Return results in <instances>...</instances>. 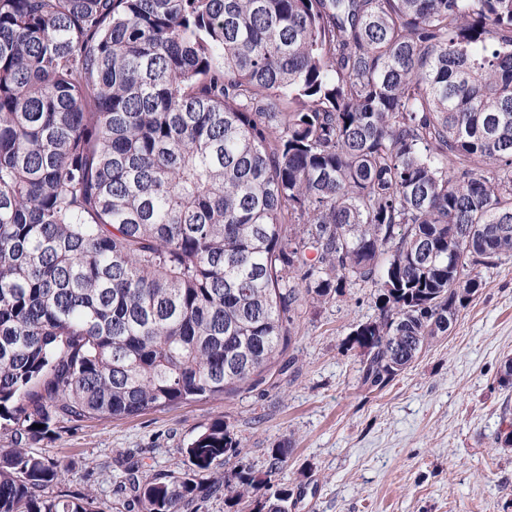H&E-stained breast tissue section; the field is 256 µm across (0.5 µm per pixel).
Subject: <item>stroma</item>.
<instances>
[{
    "instance_id": "35a3bbf8",
    "label": "stroma",
    "mask_w": 512,
    "mask_h": 512,
    "mask_svg": "<svg viewBox=\"0 0 512 512\" xmlns=\"http://www.w3.org/2000/svg\"><path fill=\"white\" fill-rule=\"evenodd\" d=\"M485 285L447 336L387 387L359 383L355 327L376 318L367 286L326 304H305L285 356V373L232 395L122 418L64 422L28 441L61 461L53 494H91L96 512H125L116 492L128 458L147 474L176 475L201 425L224 418L241 443L224 467L222 496L197 512H253L240 478L288 487L292 512H512V385L500 374L512 358V259L484 274ZM288 459L270 471L272 448Z\"/></svg>"
}]
</instances>
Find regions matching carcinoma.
<instances>
[{
    "label": "carcinoma",
    "instance_id": "1",
    "mask_svg": "<svg viewBox=\"0 0 512 512\" xmlns=\"http://www.w3.org/2000/svg\"><path fill=\"white\" fill-rule=\"evenodd\" d=\"M504 257L512 0H0V512H94L27 441L251 389L355 284L385 388ZM238 448L218 419L182 475L131 464L127 512Z\"/></svg>",
    "mask_w": 512,
    "mask_h": 512
}]
</instances>
